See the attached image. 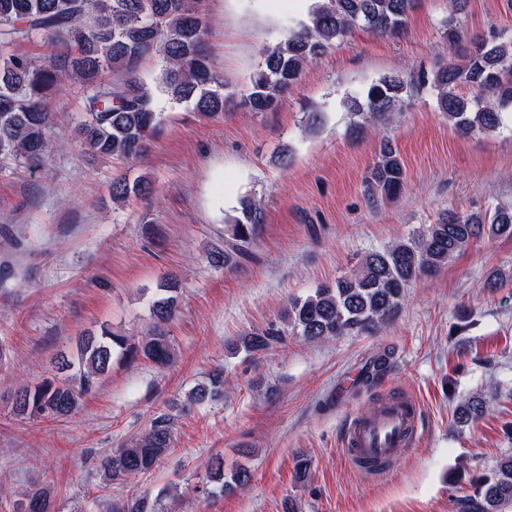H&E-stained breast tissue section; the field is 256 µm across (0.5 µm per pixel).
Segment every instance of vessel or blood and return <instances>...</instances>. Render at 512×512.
<instances>
[{"instance_id":"vessel-or-blood-1","label":"vessel or blood","mask_w":512,"mask_h":512,"mask_svg":"<svg viewBox=\"0 0 512 512\" xmlns=\"http://www.w3.org/2000/svg\"><path fill=\"white\" fill-rule=\"evenodd\" d=\"M424 432L423 412L410 396L381 400L371 412L349 415L343 428V451L353 464L389 461L417 446Z\"/></svg>"}]
</instances>
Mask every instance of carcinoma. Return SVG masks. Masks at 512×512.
<instances>
[{
    "mask_svg": "<svg viewBox=\"0 0 512 512\" xmlns=\"http://www.w3.org/2000/svg\"><path fill=\"white\" fill-rule=\"evenodd\" d=\"M418 0H322L309 21L288 38L265 50L263 62L250 77L248 94L235 101L225 92L224 79L213 69L207 44V25L201 0H0V50L21 42H60L74 53L60 63H40L27 54L12 53L0 64V160L30 169L46 165L51 153L64 146L50 104L51 91L69 81L81 86L85 119L74 138L90 153L121 162L143 158L161 130L165 116L157 110L141 67L145 59L161 54L160 81L175 103L191 106L200 118L217 122L237 107L263 114L275 111L306 64L330 47L365 31L392 36L405 28ZM425 76L419 84L426 83ZM417 84V85H419ZM437 105L461 136L492 133L505 124L512 108V41H474L459 59H451L432 77ZM417 85L400 75L384 77L366 91L363 102L350 106L361 117L352 131L364 133L371 125L385 126L400 111L404 98ZM406 171L397 148L384 138L367 178L368 205L395 199L403 190ZM142 178L112 179V200L153 193ZM264 223L261 203L249 200L241 215L228 224L224 248L210 253L212 264H227L230 254L244 255ZM484 238L512 239V208L485 212L446 209L414 239L365 255L359 269L333 286L289 302L280 327L243 338L245 351L265 352L288 336L321 341L351 332L378 333L399 312L409 285L431 277L469 245ZM171 288L159 289L152 303L160 322L175 313ZM133 362L143 356L164 368L174 362L168 337L158 334L136 346L125 336L102 329L98 336L79 341L78 369L71 380L45 381L14 393L13 412L28 418L71 415L91 393L99 377L112 368L115 352ZM224 394V378L187 396L192 404L213 401ZM486 403L469 399L457 407L459 418L481 416ZM173 421L166 413L154 417L148 429L103 461L111 481L155 469L173 443ZM110 512H156L146 497H128L109 504ZM21 512H52L48 493L26 494ZM455 512H512V454L480 477L473 492L456 500Z\"/></svg>",
    "mask_w": 512,
    "mask_h": 512,
    "instance_id": "obj_1",
    "label": "carcinoma"
}]
</instances>
